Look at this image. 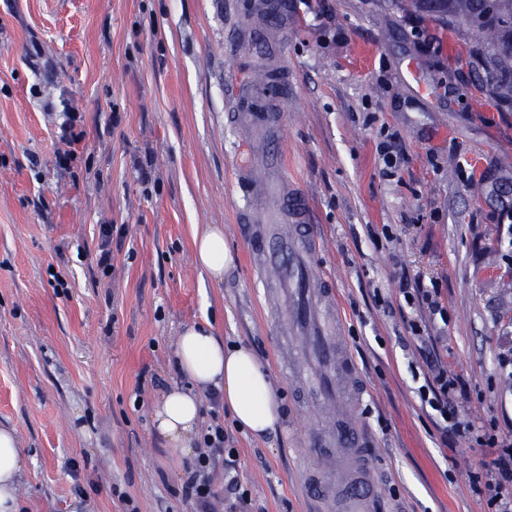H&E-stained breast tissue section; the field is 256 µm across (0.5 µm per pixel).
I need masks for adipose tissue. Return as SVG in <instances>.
I'll return each mask as SVG.
<instances>
[{"instance_id": "obj_1", "label": "adipose tissue", "mask_w": 512, "mask_h": 512, "mask_svg": "<svg viewBox=\"0 0 512 512\" xmlns=\"http://www.w3.org/2000/svg\"><path fill=\"white\" fill-rule=\"evenodd\" d=\"M194 262L212 280L223 279L229 253L220 227L207 224L195 229ZM176 363L195 390L172 388L153 408V424L167 447L183 457L194 455L201 415L197 393L209 388L222 393L233 420L252 438L275 434L280 412L273 383L248 346H227L210 326L190 325L177 340ZM23 465L15 430L0 427V512H18L20 508L15 479Z\"/></svg>"}]
</instances>
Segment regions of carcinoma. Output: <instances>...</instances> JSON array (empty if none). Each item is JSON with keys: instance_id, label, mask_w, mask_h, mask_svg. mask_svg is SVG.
I'll list each match as a JSON object with an SVG mask.
<instances>
[{"instance_id": "carcinoma-1", "label": "carcinoma", "mask_w": 512, "mask_h": 512, "mask_svg": "<svg viewBox=\"0 0 512 512\" xmlns=\"http://www.w3.org/2000/svg\"><path fill=\"white\" fill-rule=\"evenodd\" d=\"M428 10L446 18L474 44L485 85L498 102L512 106V0H426Z\"/></svg>"}]
</instances>
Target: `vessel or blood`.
<instances>
[{
	"instance_id": "obj_1",
	"label": "vessel or blood",
	"mask_w": 512,
	"mask_h": 512,
	"mask_svg": "<svg viewBox=\"0 0 512 512\" xmlns=\"http://www.w3.org/2000/svg\"><path fill=\"white\" fill-rule=\"evenodd\" d=\"M283 195L287 199L288 235L254 239L252 250L259 258L255 273L260 280L280 284L282 294L288 298L289 323L303 339L307 358L290 361L289 374L303 372L309 364L315 369V379L303 392L300 407L326 413L334 408L350 412L362 391L358 371L343 340L330 327L337 309L336 290L329 277L312 276L306 264L307 257L320 251L322 241L308 223L303 193L288 182ZM308 444L317 451L318 465L336 466V481L326 485L324 493L338 501L339 512H368V502L357 490L374 479L375 442L371 435L362 431L350 439L342 434L312 432Z\"/></svg>"
}]
</instances>
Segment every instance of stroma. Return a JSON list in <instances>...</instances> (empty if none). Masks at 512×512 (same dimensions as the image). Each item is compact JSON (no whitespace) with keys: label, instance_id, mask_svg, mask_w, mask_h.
Instances as JSON below:
<instances>
[{"label":"stroma","instance_id":"obj_1","mask_svg":"<svg viewBox=\"0 0 512 512\" xmlns=\"http://www.w3.org/2000/svg\"><path fill=\"white\" fill-rule=\"evenodd\" d=\"M249 2L0 0V427L25 457L22 512H194L188 462L157 440L151 407L183 385L176 341L204 321L270 372L280 426L252 440L208 393L204 425L223 421L255 507L319 508L304 438L320 421L276 362L283 313L249 248L279 219L284 179L325 244L312 270L334 278L361 376L356 422L380 454L371 512H493L470 475L476 436L512 440V203L488 192L512 181V107L423 0H287L278 48L244 45ZM275 53L286 75L241 109L278 126L241 137L226 105ZM242 165L265 184L241 191ZM104 224L118 227L107 273ZM201 224L224 231L223 281L194 264ZM406 280L437 289L443 314L407 306ZM416 324L464 382L472 434L442 440L422 404Z\"/></svg>","mask_w":512,"mask_h":512}]
</instances>
